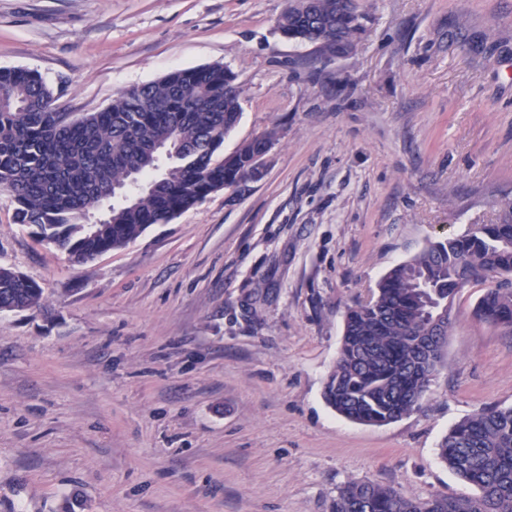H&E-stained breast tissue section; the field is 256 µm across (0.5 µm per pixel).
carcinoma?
I'll return each instance as SVG.
<instances>
[{
	"label": "carcinoma",
	"mask_w": 512,
	"mask_h": 512,
	"mask_svg": "<svg viewBox=\"0 0 512 512\" xmlns=\"http://www.w3.org/2000/svg\"><path fill=\"white\" fill-rule=\"evenodd\" d=\"M279 28L288 38L341 57L364 31L354 0H292ZM0 190L17 203L16 221L41 240L86 263L139 238L210 193L253 176L250 161L272 143L271 131L243 144L224 162V138L240 117L239 90L224 83L220 64L177 69L122 92L83 116L59 112L42 76L0 68ZM173 141L165 167L159 144ZM129 199L111 203L112 190ZM109 204L105 221L89 214ZM495 222L460 237L428 242L393 266L371 298L348 308L336 367L324 396L340 416L382 425L410 413L438 370L444 343L427 341L436 327L430 306L453 302L465 286L499 277L476 316L512 329V198L497 203ZM41 288L0 267V312L40 306ZM438 458L479 489L475 499L418 501L373 482L340 490L336 512H512V408H481L455 424Z\"/></svg>",
	"instance_id": "cac0c4a2"
}]
</instances>
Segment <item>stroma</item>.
Wrapping results in <instances>:
<instances>
[{"mask_svg":"<svg viewBox=\"0 0 512 512\" xmlns=\"http://www.w3.org/2000/svg\"><path fill=\"white\" fill-rule=\"evenodd\" d=\"M289 0H0V68L84 115L174 69L240 89L225 154L269 131L262 172L84 264L17 224L0 266L42 289L0 313V512H334L372 481L422 501L478 490L437 455L512 407V330L456 295L419 405L382 426L324 398L348 307L428 239L512 195V0H359L355 49L285 38Z\"/></svg>","mask_w":512,"mask_h":512,"instance_id":"1","label":"stroma"}]
</instances>
